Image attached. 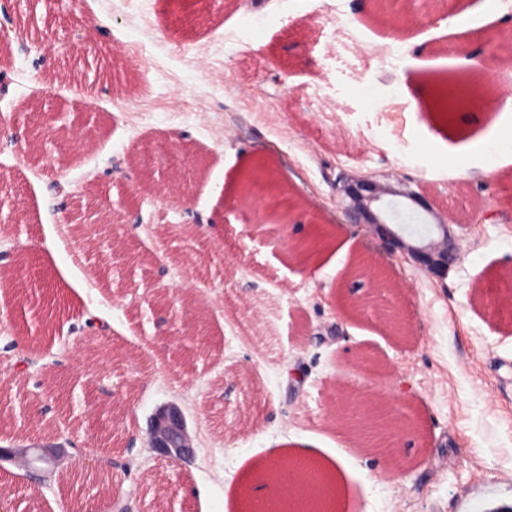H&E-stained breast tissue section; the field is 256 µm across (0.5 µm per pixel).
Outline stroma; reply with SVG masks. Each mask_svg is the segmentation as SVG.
<instances>
[{
    "label": "stroma",
    "mask_w": 512,
    "mask_h": 512,
    "mask_svg": "<svg viewBox=\"0 0 512 512\" xmlns=\"http://www.w3.org/2000/svg\"><path fill=\"white\" fill-rule=\"evenodd\" d=\"M357 0H129L147 27L128 25L112 0H29L26 51H14L13 83L0 99L10 128L24 107L44 101L72 132L98 131L95 143L30 155L0 141V262L24 258L50 280L62 315H93L107 335L66 339L65 368L52 365L51 336L28 312L37 286L17 273L0 296V445L74 439L82 448L126 438L138 467L140 512H243L271 450L286 458L318 447L335 487L333 512H512V318L497 305L512 283V179L491 172L499 113L481 106L447 116L438 85L512 91V58L465 63L477 29L512 31V0H457L449 26L415 21L421 0L355 11ZM342 20L352 39L337 37ZM96 40L71 44L88 27ZM134 50L114 59L115 39ZM51 40L50 55L40 45ZM208 55L210 71L196 65ZM45 56L44 72L30 61ZM182 95L187 112L167 101ZM214 108L211 125L191 114L197 99ZM243 116L235 135L217 140ZM165 146L155 181L138 186L112 174L142 143ZM270 167L292 195L320 215L331 242L318 272L293 271L283 236L310 235L307 223L259 233L233 209L242 174ZM369 176L418 193L447 215L460 259L444 281L418 272L403 252L345 224L339 174ZM95 181L112 205L136 201L121 233L134 258L118 275L109 251L75 266L50 252L64 197L51 181ZM497 211L496 220L483 219ZM204 221L166 240L158 228ZM370 254L385 268L410 330L390 335L373 314L352 319L336 290L353 260ZM167 297L159 311L145 292ZM203 310L210 342L181 350L158 327L183 305ZM89 383L58 398L55 383L77 373ZM403 397L417 424L401 448L404 475L357 447L335 425L348 389ZM184 411L197 449L175 466L147 449L151 415L164 403ZM62 466L51 487L29 497L18 471L0 473L5 512H80L85 501Z\"/></svg>",
    "instance_id": "stroma-1"
}]
</instances>
